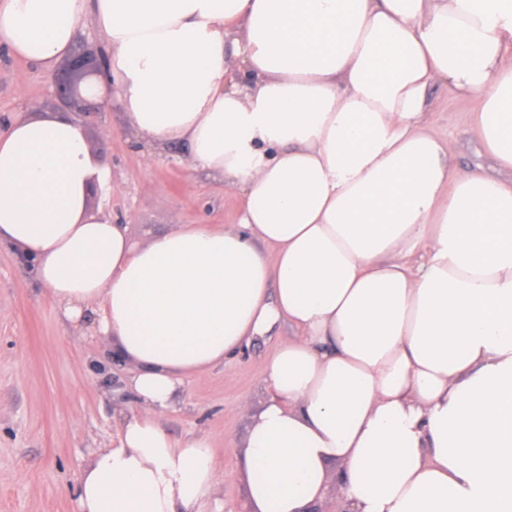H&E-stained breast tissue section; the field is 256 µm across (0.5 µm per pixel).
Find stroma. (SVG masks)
Listing matches in <instances>:
<instances>
[{"instance_id": "stroma-1", "label": "stroma", "mask_w": 512, "mask_h": 512, "mask_svg": "<svg viewBox=\"0 0 512 512\" xmlns=\"http://www.w3.org/2000/svg\"><path fill=\"white\" fill-rule=\"evenodd\" d=\"M69 73V59L59 61L48 78L0 47V130L23 102L46 114L62 111L51 84ZM430 102L453 163L469 170L479 152L469 127L478 103L442 85L431 90ZM83 126L91 152L109 160L114 185L107 195L91 187L89 207L126 224L133 247L176 224L238 222L239 194L219 180L190 177L186 146L149 153L117 107L90 114ZM290 333L287 321H279L238 357L191 376L159 418L172 438L196 434L209 440L224 472V512H241L247 500L238 457L265 404L258 369ZM131 370L128 363L113 365L102 344L75 338L32 263L0 248V512H77L78 475L95 449L111 446L117 410L134 405L125 385Z\"/></svg>"}]
</instances>
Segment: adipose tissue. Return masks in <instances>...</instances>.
I'll return each mask as SVG.
<instances>
[{
    "label": "adipose tissue",
    "mask_w": 512,
    "mask_h": 512,
    "mask_svg": "<svg viewBox=\"0 0 512 512\" xmlns=\"http://www.w3.org/2000/svg\"><path fill=\"white\" fill-rule=\"evenodd\" d=\"M90 19L88 96L243 206L136 249L89 209L109 167L76 117L25 105L0 132V245L135 367L78 512H222L207 438L158 418L282 318L249 512H307L333 462L344 512H512V0H0V46L49 74ZM438 85L480 101L491 168L447 160Z\"/></svg>",
    "instance_id": "1"
}]
</instances>
